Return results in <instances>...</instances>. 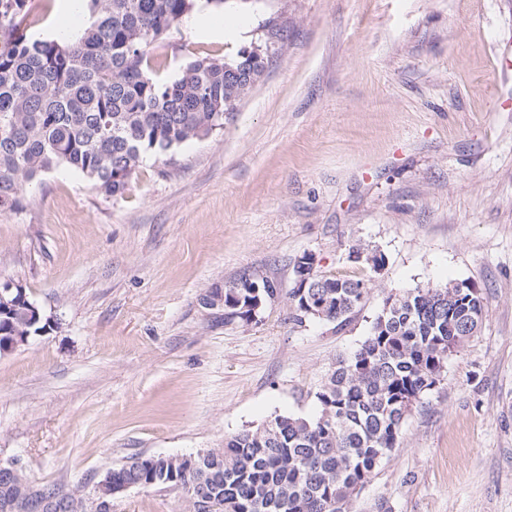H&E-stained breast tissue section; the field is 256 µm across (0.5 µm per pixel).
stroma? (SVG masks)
Segmentation results:
<instances>
[{
    "instance_id": "1",
    "label": "stroma",
    "mask_w": 512,
    "mask_h": 512,
    "mask_svg": "<svg viewBox=\"0 0 512 512\" xmlns=\"http://www.w3.org/2000/svg\"><path fill=\"white\" fill-rule=\"evenodd\" d=\"M216 39L185 16L159 75L263 46L222 130L146 155L123 195L60 166L0 212V280L52 330L0 356V461L92 500L133 456L220 448L272 416H315L389 295L467 282L479 330L416 403L349 512H512V0H227ZM282 39H266L268 25ZM378 250L374 270L352 245ZM366 281L343 329L291 319L293 267ZM279 293L251 324L205 298L242 275ZM174 491L112 512H189Z\"/></svg>"
}]
</instances>
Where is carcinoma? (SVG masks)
Returning <instances> with one entry per match:
<instances>
[{
    "mask_svg": "<svg viewBox=\"0 0 512 512\" xmlns=\"http://www.w3.org/2000/svg\"><path fill=\"white\" fill-rule=\"evenodd\" d=\"M90 24L67 38L33 39L30 0H0V211L18 204L25 184L65 166L101 194L124 193L148 154L164 155L224 128V119L261 77L264 54L188 62L173 80L157 76L152 45L195 7V0H79ZM249 277L224 286V322H252L278 294L273 282L254 292ZM313 288H290L297 322L341 328L365 301L361 279L315 276ZM326 306L309 311L311 297ZM481 292L414 288L374 318L366 339L338 362L312 418L276 415L262 427L224 438V447L189 466V456L131 457L112 483L171 490L191 512H347L354 493L383 455L399 446L414 405L442 381L448 347L472 334L466 320L483 314ZM51 324H27L0 311V336H34Z\"/></svg>",
    "mask_w": 512,
    "mask_h": 512,
    "instance_id": "cac0c4a2",
    "label": "carcinoma"
}]
</instances>
